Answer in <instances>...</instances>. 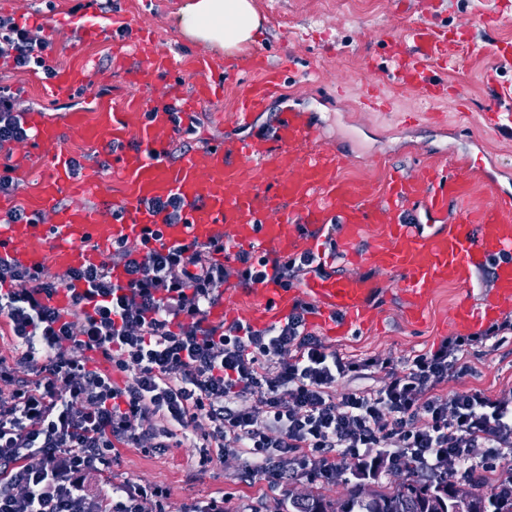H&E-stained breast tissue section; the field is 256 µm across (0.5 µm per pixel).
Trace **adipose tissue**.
Wrapping results in <instances>:
<instances>
[{"label": "adipose tissue", "instance_id": "obj_1", "mask_svg": "<svg viewBox=\"0 0 512 512\" xmlns=\"http://www.w3.org/2000/svg\"><path fill=\"white\" fill-rule=\"evenodd\" d=\"M178 25L191 40L230 57L257 43L263 20L253 0H187Z\"/></svg>", "mask_w": 512, "mask_h": 512}]
</instances>
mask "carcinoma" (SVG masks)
<instances>
[{"instance_id":"1","label":"carcinoma","mask_w":512,"mask_h":512,"mask_svg":"<svg viewBox=\"0 0 512 512\" xmlns=\"http://www.w3.org/2000/svg\"><path fill=\"white\" fill-rule=\"evenodd\" d=\"M464 479L424 477L409 470L396 472L387 484L378 487L355 483L333 498L317 487L288 503H279V512H512V490L485 500L479 494L455 504L452 495Z\"/></svg>"}]
</instances>
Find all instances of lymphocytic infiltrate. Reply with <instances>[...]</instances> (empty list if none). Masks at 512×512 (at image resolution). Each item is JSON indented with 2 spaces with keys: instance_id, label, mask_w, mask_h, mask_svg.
I'll return each mask as SVG.
<instances>
[{
  "instance_id": "obj_1",
  "label": "lymphocytic infiltrate",
  "mask_w": 512,
  "mask_h": 512,
  "mask_svg": "<svg viewBox=\"0 0 512 512\" xmlns=\"http://www.w3.org/2000/svg\"><path fill=\"white\" fill-rule=\"evenodd\" d=\"M39 27L0 16V58L14 69L52 74ZM17 99L0 87V151L31 140ZM223 238L167 250L147 243L113 244L108 261L63 276L0 258V317L16 340L17 364L0 359V512H163L162 488L144 482L86 489L89 474L111 468L122 446L144 451L201 440L199 467L211 449L245 462V477L283 482L303 474L333 478L337 458L358 471L411 462L419 473L496 471L512 482V390L444 393L465 374L475 340L512 338V316L481 336H451L401 367L358 361L330 350L307 329L312 306L295 301L283 319L262 329L243 320L213 322L221 286L251 288L274 280L299 287L320 275L319 255L282 257L241 249L218 261ZM71 289L67 310L51 305ZM100 352L112 371L89 368L82 354ZM31 373L16 376L17 366ZM383 385L337 394V379L373 366Z\"/></svg>"
}]
</instances>
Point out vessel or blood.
<instances>
[{"mask_svg": "<svg viewBox=\"0 0 512 512\" xmlns=\"http://www.w3.org/2000/svg\"><path fill=\"white\" fill-rule=\"evenodd\" d=\"M414 52L394 46L395 75L409 87L429 88L433 97L448 88L432 70L433 64L450 58L455 50L447 36L429 26L415 29ZM138 65L141 83L167 79L168 92L180 91L169 59L141 46ZM182 69L193 82L184 95L187 109L217 97L222 88L220 67L203 56L186 58ZM244 70H258L257 79L244 89L232 126L248 124L264 111L270 98L284 83L279 68L256 66L245 61ZM84 69L56 72L51 92L70 96L85 84ZM35 131L33 151L58 144L63 133L121 145L112 170L126 181L127 192L114 199L108 211L82 202L60 204L64 191L75 185L70 160L56 154L52 169L40 187V201L33 206L37 223L0 225V243L23 266L34 269L54 266L72 269L99 263L105 246L118 240L136 243L147 230L160 233L159 243L176 247L196 240L206 242L229 236L235 245L258 246L285 254L318 251L326 225L340 223L345 238L357 236L362 225L381 224L382 241L365 253L367 261L388 274L397 275L407 290L409 309L417 313L424 298L439 283L470 287L475 271L493 265L491 291L477 309L457 311L455 324L470 328L493 320L512 304V196L494 193L486 207L469 204L468 164L457 163L452 171L421 175H395L386 202L374 203L365 189L341 179V152L319 142L311 113L289 109L275 113L269 135L247 139L228 137L198 149L174 164L164 163L166 135L173 129L170 113L152 109L147 101L132 100L121 107L101 104L93 117L70 112L62 121L44 119L41 113H25ZM135 147H128L129 139ZM178 197L183 204L179 223L146 208L149 200ZM415 206L428 221L422 225L400 218L404 207ZM319 300L317 322H332L343 314L346 324H364L372 317L370 300L377 285L357 276L330 277L313 281Z\"/></svg>", "mask_w": 512, "mask_h": 512, "instance_id": "vessel-or-blood-1", "label": "vessel or blood"}]
</instances>
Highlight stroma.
<instances>
[{"instance_id": "1", "label": "stroma", "mask_w": 512, "mask_h": 512, "mask_svg": "<svg viewBox=\"0 0 512 512\" xmlns=\"http://www.w3.org/2000/svg\"><path fill=\"white\" fill-rule=\"evenodd\" d=\"M0 0V16L18 22H36L50 13L58 23L52 33L56 41L50 54L53 67H83L88 84L73 95L47 96L50 79L43 72H20L11 63L0 64V85L17 92L24 111H39L61 119L75 110L95 111L98 102L123 104L142 96L156 107L173 103L164 82L144 86L131 71L138 64L137 39L154 43L172 62L203 53L200 44L183 36L176 18L186 0H112V12L124 14L127 31L112 33L95 42L83 40L80 27L69 11L74 0ZM264 21V32L256 45L227 58L213 52L224 67L221 98L196 106L191 130L169 137L170 161L227 136L247 137L268 131L275 113L289 109L313 112L324 145L349 148L351 157L341 170L344 180L366 187L372 201L386 197L388 182L396 172L418 169H448L455 159L469 158L484 166H495L501 187L512 193V131L486 127L483 114L493 106L512 111V102L495 103L494 87L512 85V5L504 0H255ZM426 24L458 41L454 59L439 76L451 94L434 100L417 88L399 86L393 80L389 42L407 40L418 25ZM251 56L283 68L284 89L274 96L266 111L252 125H227L240 93L244 74L239 64ZM77 159L83 170L94 171L99 189L87 204L105 206L126 190L121 178L107 164L112 160L108 144L93 143L65 135L58 146ZM11 164L18 169V189L10 195L14 207H29L38 200V184L48 173L51 158L33 155L28 146L15 147ZM327 272L363 275L378 288L371 300L373 318L364 326L332 333L317 323L309 331L337 352L359 358L391 357L399 362L417 351L439 346L450 336L460 335L454 316L460 306L478 305L491 288L488 268L476 270L473 285L460 288L440 284L431 289L420 316L407 311V294L397 279L368 261L352 264L336 255L332 242H325ZM224 302L240 320L258 326L271 323L269 307L260 288L246 290L226 283ZM469 372L450 381L448 393L478 389L495 395L512 388V342L500 346L473 345ZM199 449L183 445L150 453L122 448L112 470L89 479L92 490L102 491L126 480H144L168 493L166 512H181L185 504L210 497L223 498L227 512H271L276 502L309 492L317 480L300 475L286 484L274 481L246 482L243 460L228 456L199 468Z\"/></svg>"}]
</instances>
